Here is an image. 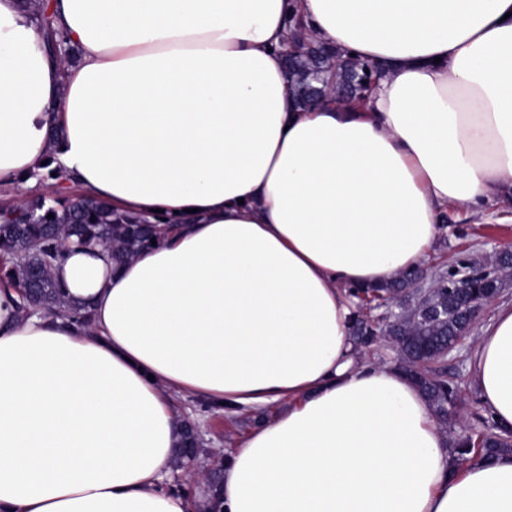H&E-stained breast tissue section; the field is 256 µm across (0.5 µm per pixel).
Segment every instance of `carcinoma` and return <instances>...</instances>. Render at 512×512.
<instances>
[{
    "instance_id": "cac0c4a2",
    "label": "carcinoma",
    "mask_w": 512,
    "mask_h": 512,
    "mask_svg": "<svg viewBox=\"0 0 512 512\" xmlns=\"http://www.w3.org/2000/svg\"><path fill=\"white\" fill-rule=\"evenodd\" d=\"M35 11L36 20L47 38H54L55 19L42 0H26ZM379 68L373 61L342 57L324 48L319 63L302 58L294 63V77L289 92L298 104L308 102L313 87L336 88V98L359 99L368 85L367 71ZM163 226L147 224L134 215H116L94 198L61 189L58 197L34 196L20 205L0 211V284L19 290L22 313L46 311L69 318L82 325L90 322V310L82 302L64 296L55 278L56 262L63 243L76 246L100 245L108 251L112 262L121 265L144 250L167 242ZM448 261V270L431 278L412 292L414 278L397 275L378 287L354 291L357 306L377 308L385 303L397 304L400 318L387 325L375 316L358 317L354 325L356 345L368 347L380 339L393 343L400 357V368L419 388L434 409L437 421L445 423L458 406V385L442 371V352L458 348L464 339L465 326L473 296L495 298L502 279L488 272L474 279H463ZM474 418L482 431L461 435L453 440L455 453L464 464L476 456L512 451V431L496 432L498 425L488 413Z\"/></svg>"
}]
</instances>
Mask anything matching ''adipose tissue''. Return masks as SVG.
I'll return each instance as SVG.
<instances>
[{"label": "adipose tissue", "mask_w": 512, "mask_h": 512, "mask_svg": "<svg viewBox=\"0 0 512 512\" xmlns=\"http://www.w3.org/2000/svg\"><path fill=\"white\" fill-rule=\"evenodd\" d=\"M49 8L76 62L0 0V189L49 161L170 240L121 266L65 247L86 326L0 289V512H512V452L458 465L404 372L356 360L350 294L422 267L448 209L512 200V0ZM292 16L387 64L365 104H296ZM469 376L512 429V303ZM190 400L275 411L215 495L175 486Z\"/></svg>", "instance_id": "adipose-tissue-1"}]
</instances>
